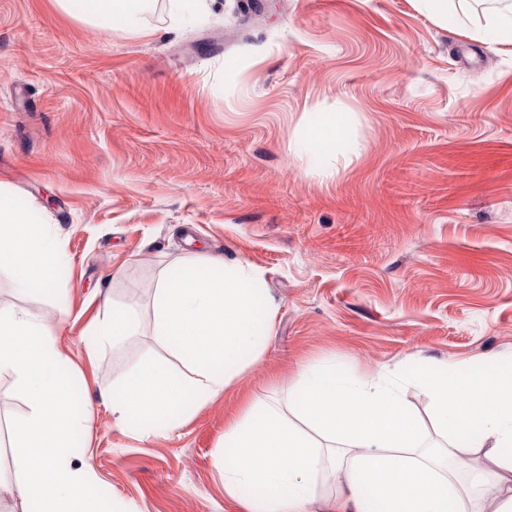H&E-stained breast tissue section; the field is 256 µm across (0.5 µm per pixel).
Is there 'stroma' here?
I'll use <instances>...</instances> for the list:
<instances>
[{
	"instance_id": "obj_1",
	"label": "stroma",
	"mask_w": 512,
	"mask_h": 512,
	"mask_svg": "<svg viewBox=\"0 0 512 512\" xmlns=\"http://www.w3.org/2000/svg\"><path fill=\"white\" fill-rule=\"evenodd\" d=\"M153 37L83 23L55 0H0V190L62 243L54 289L0 306L64 319L59 346L86 387L103 512H237L224 496L228 422L286 403L297 369L367 375L425 355H512V52L445 27L417 0H209ZM311 112L348 116L344 156L301 149ZM243 262L277 305L260 362L170 431L143 437L105 391L153 357L189 371L155 332L161 273L193 256ZM136 335L99 347L106 305ZM29 413L0 374V505L11 429ZM136 324L137 312L133 307L112 304V314L98 316L89 327V336L97 346L114 343L122 336H131Z\"/></svg>"
}]
</instances>
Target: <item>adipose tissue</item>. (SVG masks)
I'll return each instance as SVG.
<instances>
[{"mask_svg":"<svg viewBox=\"0 0 512 512\" xmlns=\"http://www.w3.org/2000/svg\"><path fill=\"white\" fill-rule=\"evenodd\" d=\"M96 27L146 35L143 0H57ZM477 39L512 47V0H480ZM341 112L308 115L305 152L347 151ZM0 269L22 290L54 287L61 244L46 225L0 193ZM137 312L113 307L89 327L95 345L132 335ZM61 326L24 310L0 307V373H10L28 416L12 436L13 494L22 512H99L89 493L94 471L72 448L89 427L75 410L70 364L58 347ZM414 381L429 398L430 426L406 405L385 372L364 377L332 361L303 366L289 405L252 403L224 431V495L243 512H512V357L478 356L447 367L418 359ZM482 449L471 469L464 448ZM336 489L318 498L317 485Z\"/></svg>","mask_w":512,"mask_h":512,"instance_id":"adipose-tissue-1","label":"adipose tissue"}]
</instances>
